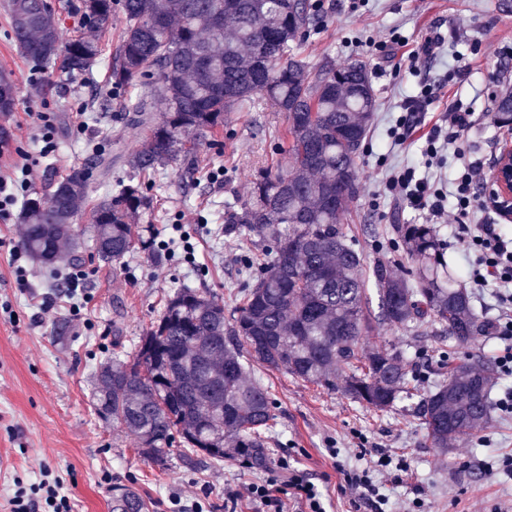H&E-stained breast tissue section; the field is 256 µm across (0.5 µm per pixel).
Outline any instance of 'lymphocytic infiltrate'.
I'll use <instances>...</instances> for the list:
<instances>
[{"label":"lymphocytic infiltrate","instance_id":"lymphocytic-infiltrate-1","mask_svg":"<svg viewBox=\"0 0 512 512\" xmlns=\"http://www.w3.org/2000/svg\"><path fill=\"white\" fill-rule=\"evenodd\" d=\"M431 95L430 84L424 82L417 95L402 101L401 114L389 130L394 144H405L419 133L421 114L427 111ZM472 128L470 113L453 104L440 123L423 134L424 152L429 160H437L448 149L456 156L459 175L451 188H444L438 179L430 181L417 177L415 169L407 167L387 172L383 193L425 211L436 223L461 225L462 231L456 236L455 244L469 261L472 287L478 291L496 288L504 306L496 329L509 345L499 356L498 366L503 372L512 374V237L498 232L495 225L480 217L482 208L477 186L483 178V168L459 146ZM35 176L34 164L27 159L0 170V219L10 215ZM377 465V470L387 474V482L375 480L374 472L367 469L342 468L338 471V487L341 492L354 494L368 504L372 512H385L389 502L383 492L385 483L403 482L410 466L404 461H394L383 450L378 453ZM247 493L263 506L264 512H285L284 503L288 500L294 502L296 512H325L318 486L300 471L265 469L263 477L249 484ZM8 503L10 512H74L62 482L52 478L46 469L36 482L15 478Z\"/></svg>","mask_w":512,"mask_h":512}]
</instances>
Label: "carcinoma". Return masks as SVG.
<instances>
[{
    "mask_svg": "<svg viewBox=\"0 0 512 512\" xmlns=\"http://www.w3.org/2000/svg\"><path fill=\"white\" fill-rule=\"evenodd\" d=\"M124 28L110 62L112 88L147 128L126 159L148 177L186 156L183 135L224 125V113L265 95L287 114L288 169H260L252 202L224 204V223L241 224L270 246L249 262L255 283L242 292L236 315L195 288L170 294L141 338L132 363L102 365L94 394L98 416L134 436L139 453L164 462L174 442L188 463L201 455L224 460L226 444L255 465L266 461L264 435L273 427L266 387L248 374L250 362L327 389L345 376V392L385 411L411 392L408 359L391 349H365L376 324L414 333L436 327L464 344L490 332L452 258L428 224H397L398 243L412 263L399 274L379 261L365 266L346 239L343 223L359 194L357 159L373 119L370 72L358 61L336 68L312 65L298 47L317 24L310 0H119ZM113 0H82L90 30L60 42L59 19L44 0H10L13 35L43 70L86 72L106 54ZM151 86L166 105L161 118L139 89ZM13 82L0 72V112L14 105ZM498 121L512 122V93L496 101ZM112 171L100 154L51 184L47 197L23 208L22 246L49 263L75 246L72 220L91 198L93 181ZM150 183H116L93 205L94 249L99 260L123 259L156 241L135 234L153 207ZM378 298L372 308L369 285ZM491 408L490 373L462 360L448 379L419 394L418 412L435 448L480 431ZM139 495L115 488L112 512H143Z\"/></svg>",
    "mask_w": 512,
    "mask_h": 512,
    "instance_id": "obj_1",
    "label": "carcinoma"
}]
</instances>
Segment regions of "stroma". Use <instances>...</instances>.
<instances>
[{
	"label": "stroma",
	"mask_w": 512,
	"mask_h": 512,
	"mask_svg": "<svg viewBox=\"0 0 512 512\" xmlns=\"http://www.w3.org/2000/svg\"><path fill=\"white\" fill-rule=\"evenodd\" d=\"M325 24L305 38L300 55L315 63L330 58L337 66L361 60L367 65L376 98L371 131L357 160L360 191L343 230L366 264L382 260L395 270L407 267L395 248V225L423 224L424 214L379 196L390 169L415 167L429 175L421 142L390 146L388 131L399 115L400 102L416 95L422 79L435 85L425 114L433 123L448 104L462 103L473 113L474 128L465 151L491 167L500 143L512 128L497 121L495 99L512 90V4L505 0H323ZM397 30L410 43L435 37L437 53L430 62L399 66L367 56L362 43ZM469 73L454 78L459 62ZM0 71L15 86L12 112L0 114L9 154L14 148L37 155L29 115L43 110L57 115L58 159L39 158L40 173L30 195L43 196L52 182L84 166L96 154L133 152L145 133L131 124L123 96L112 89L108 59L83 74L48 75L16 45L9 0H0ZM287 118L260 97L232 108L224 125L200 138L193 159L169 164L155 177L154 207L143 218L159 239L181 233L194 247L193 259L174 247L166 260H153L138 250L120 261L105 263L92 255V207L84 205L74 224L83 245L82 267L88 275L87 300L80 317L62 307L42 312V301L59 296L58 272L72 263L63 251L53 265L29 261L30 292H20L7 249H0V303L12 306L18 320L0 319V512L15 477L38 480L40 468L60 476L74 512H112V490L134 487L143 512H179L177 498H198L204 512H260L245 490L259 475L242 467L240 456L221 462L188 464L185 449L173 443L164 465L137 452L133 436L96 414L92 401L94 374L113 358L132 359L138 342L164 309L174 289L190 286L223 302L232 314L249 258L261 254L257 238L225 224L224 203L250 200L257 169L288 166ZM219 180H212V172ZM369 348L393 347L413 363L418 390L446 380L448 366L473 358L489 366L492 399L512 390V374L502 372L497 358L503 348L496 335L473 337L461 346L444 336H414L387 325L364 339ZM252 374L268 388L274 424L265 446L268 466L280 461L324 478L327 512H368L353 496L337 490L331 477L337 466L370 468L375 449L405 456L413 476L384 489L387 512H512V474L499 467L512 454V415L492 409L488 424L477 434L432 447L418 418L416 399H404L390 410L377 411L350 398L343 388L329 390L291 375L253 364ZM339 449L330 458L328 449ZM238 499H229V491ZM422 506H415V499Z\"/></svg>",
	"instance_id": "obj_1"
}]
</instances>
